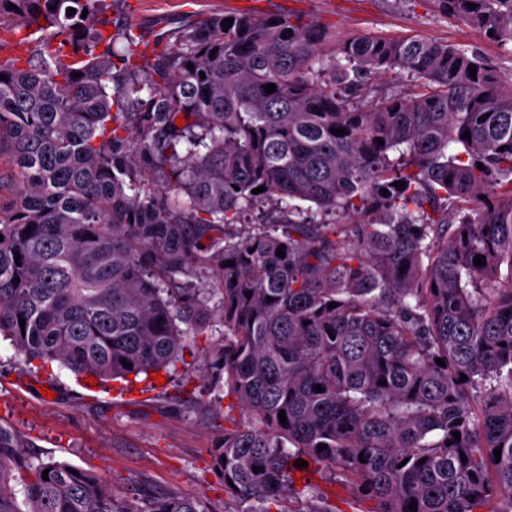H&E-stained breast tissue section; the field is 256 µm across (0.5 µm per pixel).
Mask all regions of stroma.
<instances>
[{
	"mask_svg": "<svg viewBox=\"0 0 512 512\" xmlns=\"http://www.w3.org/2000/svg\"><path fill=\"white\" fill-rule=\"evenodd\" d=\"M120 9L149 45L212 13L298 15L324 27L330 52L360 34L462 44L493 60L503 86L512 85V57L444 16L435 0H123ZM220 338L216 332L191 343L185 375L127 392L118 381L87 385L56 364H24L0 337V425L32 443L42 461L98 474L118 498L148 487L197 499L206 512H237L238 503L224 493L214 448L226 423H243L247 415L201 379ZM304 472L334 512H376V501L357 497L342 477L313 462Z\"/></svg>",
	"mask_w": 512,
	"mask_h": 512,
	"instance_id": "obj_1",
	"label": "stroma"
}]
</instances>
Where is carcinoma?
<instances>
[{"label":"carcinoma","mask_w":512,"mask_h":512,"mask_svg":"<svg viewBox=\"0 0 512 512\" xmlns=\"http://www.w3.org/2000/svg\"><path fill=\"white\" fill-rule=\"evenodd\" d=\"M118 2L0 0L15 357L101 382L171 375L219 325L212 384L253 423L224 428L214 459L244 512L301 494L297 455L378 512H512V87L495 64L364 34L328 56L284 14H214L148 49L106 16ZM436 3L512 55V0ZM396 70L412 93H378ZM73 469L0 425V512H205Z\"/></svg>","instance_id":"obj_1"}]
</instances>
